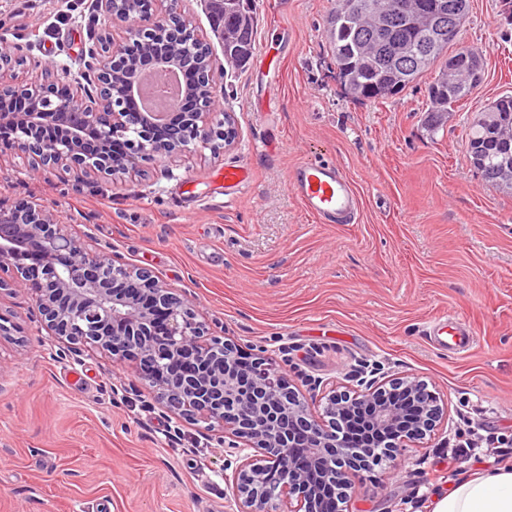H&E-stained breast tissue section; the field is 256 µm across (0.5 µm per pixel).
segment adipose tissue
<instances>
[{
	"mask_svg": "<svg viewBox=\"0 0 512 512\" xmlns=\"http://www.w3.org/2000/svg\"><path fill=\"white\" fill-rule=\"evenodd\" d=\"M432 512H512V467L497 466L435 488Z\"/></svg>",
	"mask_w": 512,
	"mask_h": 512,
	"instance_id": "ef3b65f1",
	"label": "adipose tissue"
}]
</instances>
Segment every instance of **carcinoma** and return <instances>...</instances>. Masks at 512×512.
Returning <instances> with one entry per match:
<instances>
[{
  "label": "carcinoma",
  "mask_w": 512,
  "mask_h": 512,
  "mask_svg": "<svg viewBox=\"0 0 512 512\" xmlns=\"http://www.w3.org/2000/svg\"><path fill=\"white\" fill-rule=\"evenodd\" d=\"M380 0H336L326 21V41L338 66L346 93L355 101L375 102L396 96L418 77L412 69L438 68L427 86L428 123L437 129L447 121L448 109L468 96V78L448 80L444 72L448 56L470 47L460 39H435L430 50L420 49L426 39L428 15L448 22L457 4L469 0H393L397 5L391 21L380 25L374 6ZM214 32L224 49V61L245 66L255 51V20L250 0H205ZM470 163L481 179L503 192L512 193V168L504 160L512 155V112H480L467 135Z\"/></svg>",
  "instance_id": "cac0c4a2"
}]
</instances>
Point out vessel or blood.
Masks as SVG:
<instances>
[{
	"label": "vessel or blood",
	"instance_id": "1",
	"mask_svg": "<svg viewBox=\"0 0 512 512\" xmlns=\"http://www.w3.org/2000/svg\"><path fill=\"white\" fill-rule=\"evenodd\" d=\"M288 185L302 207L322 224L353 223L360 211L359 197L345 172L336 164L306 161L295 165ZM439 347L455 354L469 352L476 332L459 319L442 315L427 326Z\"/></svg>",
	"mask_w": 512,
	"mask_h": 512
}]
</instances>
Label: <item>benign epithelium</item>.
I'll list each match as a JSON object with an SVG mask.
<instances>
[{"label": "benign epithelium", "instance_id": "7a95c632", "mask_svg": "<svg viewBox=\"0 0 512 512\" xmlns=\"http://www.w3.org/2000/svg\"><path fill=\"white\" fill-rule=\"evenodd\" d=\"M163 2L141 9L133 0L123 7L119 0H95L103 25L91 52L98 89L93 101L83 95L78 76L62 80L65 70L15 82L7 62L13 43L0 33V100L26 103L21 111L0 109V138L31 159L33 172L61 167L86 178H116L139 172L146 161L172 159L201 145L217 151L235 141L230 113L225 127L211 126L217 88L199 81L195 67L188 68L186 93L203 105L194 111L135 112L126 104L136 96L131 45L204 42L194 25L172 31L181 14L175 0ZM116 30L122 33L118 39ZM151 55L156 75L183 66L174 48ZM461 70L473 74L470 89L477 88L483 79L480 54L448 58V74ZM5 269L11 275L0 276V291L33 287L41 322L62 344L58 359L90 349L118 364L132 360L164 413L202 424L205 437L224 434L234 456L224 463L234 512H345L354 478L372 462L387 459L398 468L404 442L431 437L448 421V402L409 375L381 382L360 378L359 389H333L317 408V399L299 392L271 360L255 357L242 364L237 344L215 333L166 281L89 248L39 204L0 208V272ZM355 411L380 435L373 459L345 435V420Z\"/></svg>", "mask_w": 512, "mask_h": 512}]
</instances>
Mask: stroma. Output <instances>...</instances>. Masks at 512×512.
<instances>
[{
  "mask_svg": "<svg viewBox=\"0 0 512 512\" xmlns=\"http://www.w3.org/2000/svg\"><path fill=\"white\" fill-rule=\"evenodd\" d=\"M93 0H0L27 68L84 71L101 22ZM335 0H255L257 38L272 34L280 78L261 53L229 70L203 0L176 8L210 43L223 72L232 146L142 163L135 177L77 182L32 175L28 157L0 145V207L39 202L69 232L118 261L149 268L185 294L213 329L285 369L301 391L313 379L354 387L358 372L418 376L448 400V426L408 444L404 466L375 465L348 512H430V492L459 477L454 432L512 438V194L482 181L466 150L484 106L512 96V20L500 0H470L460 40L485 63L479 90L431 131L424 75L401 94L359 103L346 94L324 38ZM303 161L340 166L360 195L357 223L321 224L287 186ZM252 171L246 191L224 188V167ZM32 291L0 292V512H231L224 447L198 426L125 393L135 365L101 353L60 360ZM458 315L477 331L467 354L437 349L429 321Z\"/></svg>",
  "mask_w": 512,
  "mask_h": 512,
  "instance_id": "35a3bbf8",
  "label": "stroma"
}]
</instances>
